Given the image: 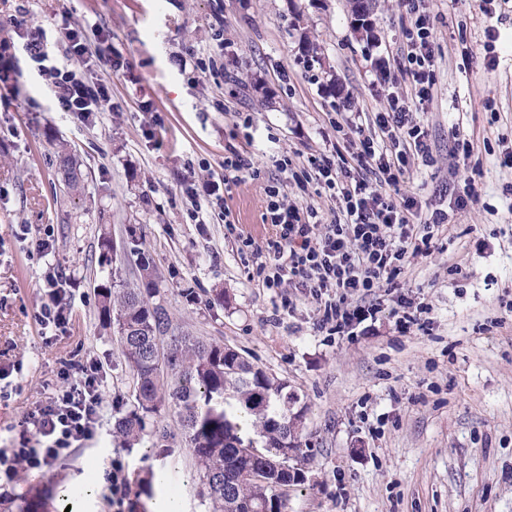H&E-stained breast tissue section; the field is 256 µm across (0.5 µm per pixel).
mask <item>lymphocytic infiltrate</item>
Segmentation results:
<instances>
[{
  "label": "lymphocytic infiltrate",
  "instance_id": "1",
  "mask_svg": "<svg viewBox=\"0 0 512 512\" xmlns=\"http://www.w3.org/2000/svg\"><path fill=\"white\" fill-rule=\"evenodd\" d=\"M410 19L403 30V68L410 80V94H391L375 117L373 132H366L359 113L344 112L331 120L323 134V150L309 155L301 165L277 159L279 179L264 187L262 218L271 229L264 243H257L242 227L228 221L227 237L239 251L254 258L250 278L259 287L301 289L315 304V326L329 336H345L364 322L389 313L399 333H427L431 321L422 306L400 299L387 307L384 291L403 287V276L412 258L429 254L434 231L448 222V212L433 211L421 219L417 198L398 194L401 175L412 160L432 161L428 132L413 116L417 105L428 101L435 78L434 38L424 0H401ZM15 34L23 39L32 61L45 65L52 91L63 111L82 118L112 108L106 83L89 82L82 74L88 66L109 71L117 67L112 57L110 33L98 24L72 26L68 15L56 25L73 59L74 68L50 65L46 33L29 28L24 16L11 18ZM257 162L247 150L228 146L224 174L219 180L189 182L187 194H206L223 206L224 191L245 178H258ZM301 195L332 202L330 216L318 208L298 205L288 197L289 187ZM44 284L51 300L38 314L40 326L65 328L70 304L65 296L68 279L61 272H47ZM60 385L19 423L20 435H33L35 445L0 448V477L13 483L19 470L40 471L66 460L77 446L91 440L104 417L100 368L78 361L65 363L58 373Z\"/></svg>",
  "mask_w": 512,
  "mask_h": 512
}]
</instances>
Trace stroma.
<instances>
[{
    "label": "stroma",
    "instance_id": "stroma-1",
    "mask_svg": "<svg viewBox=\"0 0 512 512\" xmlns=\"http://www.w3.org/2000/svg\"><path fill=\"white\" fill-rule=\"evenodd\" d=\"M21 6L45 29L52 63L63 61L55 23L65 12L110 30L121 65L108 75L111 111L85 120L60 109L23 43L13 50L21 94L0 101V367L13 386L0 399V448L18 446V421L73 355L101 364L105 400L133 401L116 338L98 320L100 238L119 247L133 232L165 280L175 324L245 351L307 404V480L289 487L288 512H512V168L502 164L512 151V0H495L488 16L475 0H426L435 90L416 118L434 163L410 165L400 191L427 217L448 208L453 176L479 170L478 201L405 273L401 293L429 308V334H400L383 315L365 331L329 337L315 330L304 295L289 310L250 280L252 259L225 238L223 214L206 206L203 223L191 220L181 180L222 173L225 147L247 144L260 176L226 203L264 240L274 160L299 164L322 150L320 130L337 103L352 102L369 129L388 93L409 90L398 60L400 0H369L367 31L349 0H0V21ZM491 27L499 39L489 70ZM458 137L469 140V159L452 156ZM61 148L90 172L82 195L64 186ZM13 224L48 231L51 252L33 254ZM51 265L73 281L65 336L42 334L37 321ZM167 422L173 437L162 456L147 440L125 451L105 420L69 460L20 473L0 512H11L29 481L40 483L48 512H80L76 491L89 487L94 512H131L133 494L107 489L117 458L129 477L152 474L147 512L170 502L177 512H209L180 422L172 413Z\"/></svg>",
    "mask_w": 512,
    "mask_h": 512
}]
</instances>
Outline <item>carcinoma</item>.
Instances as JSON below:
<instances>
[{"label":"carcinoma","instance_id":"cac0c4a2","mask_svg":"<svg viewBox=\"0 0 512 512\" xmlns=\"http://www.w3.org/2000/svg\"><path fill=\"white\" fill-rule=\"evenodd\" d=\"M66 186L85 173L59 154ZM121 263H134L136 281L100 285L99 319L112 329L133 384L134 404H112L113 432L131 451L144 437L162 447L171 437L172 409L195 459L212 512H286L283 491L306 480L301 454L306 407L278 379L237 350L191 336L173 323L153 258L130 233Z\"/></svg>","mask_w":512,"mask_h":512}]
</instances>
